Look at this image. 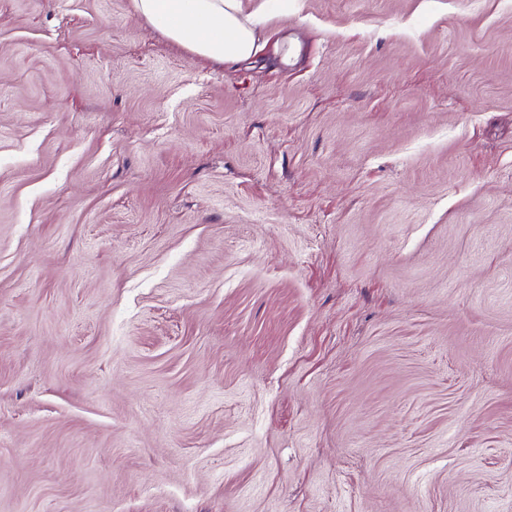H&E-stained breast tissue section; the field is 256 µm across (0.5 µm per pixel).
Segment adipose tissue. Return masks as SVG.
<instances>
[{"mask_svg": "<svg viewBox=\"0 0 512 512\" xmlns=\"http://www.w3.org/2000/svg\"><path fill=\"white\" fill-rule=\"evenodd\" d=\"M133 8L172 42L215 63L245 59L257 49L242 0H133Z\"/></svg>", "mask_w": 512, "mask_h": 512, "instance_id": "1", "label": "adipose tissue"}]
</instances>
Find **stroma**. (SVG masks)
Listing matches in <instances>:
<instances>
[{
  "label": "stroma",
  "instance_id": "35a3bbf8",
  "mask_svg": "<svg viewBox=\"0 0 512 512\" xmlns=\"http://www.w3.org/2000/svg\"><path fill=\"white\" fill-rule=\"evenodd\" d=\"M0 0V512H512V0ZM135 12L172 42L215 63L250 57L257 49L243 0H132Z\"/></svg>",
  "mask_w": 512,
  "mask_h": 512
}]
</instances>
